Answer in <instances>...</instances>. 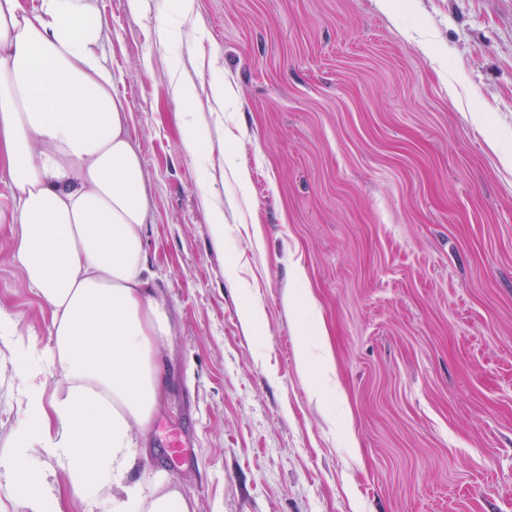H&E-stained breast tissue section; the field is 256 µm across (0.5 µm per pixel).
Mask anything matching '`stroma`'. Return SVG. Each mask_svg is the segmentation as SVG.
I'll list each match as a JSON object with an SVG mask.
<instances>
[{
  "mask_svg": "<svg viewBox=\"0 0 512 512\" xmlns=\"http://www.w3.org/2000/svg\"><path fill=\"white\" fill-rule=\"evenodd\" d=\"M97 5L172 319L135 478L165 468L195 512H512V0ZM13 250L0 223L19 333L0 339V451L21 420L14 344L34 371L51 345ZM33 461L60 512H112L111 488L85 500Z\"/></svg>",
  "mask_w": 512,
  "mask_h": 512,
  "instance_id": "1",
  "label": "stroma"
}]
</instances>
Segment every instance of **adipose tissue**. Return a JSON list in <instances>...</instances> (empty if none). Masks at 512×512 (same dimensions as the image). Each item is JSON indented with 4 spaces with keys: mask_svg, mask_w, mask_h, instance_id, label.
Here are the masks:
<instances>
[{
    "mask_svg": "<svg viewBox=\"0 0 512 512\" xmlns=\"http://www.w3.org/2000/svg\"><path fill=\"white\" fill-rule=\"evenodd\" d=\"M95 0H0V173L12 193L13 260L50 313L47 368L60 393L16 372L24 421L0 453V486L26 512H49L54 487L33 452L72 490L105 484L113 512H194L164 471L133 478L172 374L170 333L145 246L150 209L124 103L112 93Z\"/></svg>",
    "mask_w": 512,
    "mask_h": 512,
    "instance_id": "ef3b65f1",
    "label": "adipose tissue"
}]
</instances>
